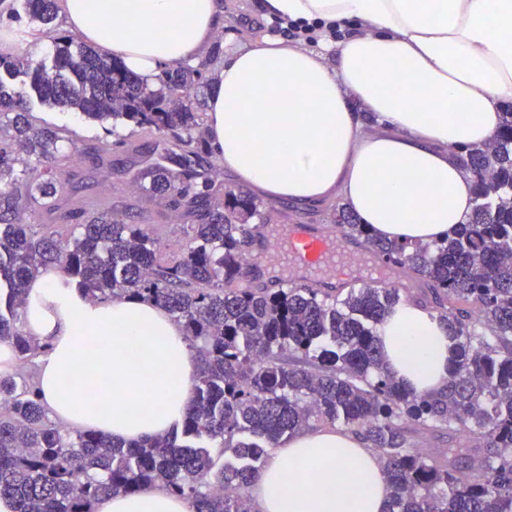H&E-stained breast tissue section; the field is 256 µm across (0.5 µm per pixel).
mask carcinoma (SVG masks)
<instances>
[{"label":"carcinoma","mask_w":512,"mask_h":512,"mask_svg":"<svg viewBox=\"0 0 512 512\" xmlns=\"http://www.w3.org/2000/svg\"><path fill=\"white\" fill-rule=\"evenodd\" d=\"M58 2L28 0L30 23H53ZM222 62L217 46L197 65L162 68L150 86L68 32L56 34L49 67L27 54L0 56V71L30 75L49 108L127 122L165 143L174 167L158 164L133 183L182 210L187 236L182 254L161 264V241L144 224L109 213L76 223L84 205L70 207L57 175V160L75 155L62 153L64 130L33 124L0 82V342L16 366L0 371V498L13 512H92L102 497L160 483L193 512H255L248 488L266 448L340 421L373 451L389 512H512V103L493 140L457 151L474 206L447 238L389 241L335 209L344 236L426 283L415 304L453 341L446 388L419 393L389 371L377 334L399 289L237 286L251 221L268 218L243 191L226 189L212 206L197 188L209 143L192 92ZM35 207L51 224L75 221L71 232L35 230L24 220ZM49 269L91 300L154 304L183 329L197 354L195 395L170 433L117 443L49 419L18 369L42 349L23 316L29 283ZM441 426L476 447L433 456L408 438Z\"/></svg>","instance_id":"obj_1"}]
</instances>
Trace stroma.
Instances as JSON below:
<instances>
[{"label":"stroma","instance_id":"stroma-1","mask_svg":"<svg viewBox=\"0 0 512 512\" xmlns=\"http://www.w3.org/2000/svg\"><path fill=\"white\" fill-rule=\"evenodd\" d=\"M224 4L223 51H230L271 33L269 19L257 8V0H222ZM6 84L15 98L24 102L36 123L68 129L80 153L74 162L59 173L62 180L83 185L81 196L94 200L102 208L135 215L162 240L158 255L166 262L180 254L186 238L178 212L160 204L149 194L132 189L130 173L158 161V140L136 132L125 123L94 124L74 112L42 105L24 75L7 78Z\"/></svg>","mask_w":512,"mask_h":512}]
</instances>
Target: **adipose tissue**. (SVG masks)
I'll return each mask as SVG.
<instances>
[{"mask_svg":"<svg viewBox=\"0 0 512 512\" xmlns=\"http://www.w3.org/2000/svg\"><path fill=\"white\" fill-rule=\"evenodd\" d=\"M268 19L316 28V47L257 38L223 60L207 104L209 145L239 182L299 207L342 200L380 236L442 239L465 223L474 184L455 151L487 143L512 100V0H260ZM66 28L147 83L208 58L220 0H60ZM362 112H354L353 103ZM369 113L381 124L367 131ZM25 331L46 349L36 388L66 425L131 441L171 431L193 398L197 358L152 304L85 298L52 270L30 284ZM406 387L448 381L451 341L412 304L379 329ZM256 512H388L380 468L360 438L319 430L289 440L251 485ZM93 512H192L155 486Z\"/></svg>","mask_w":512,"mask_h":512,"instance_id":"adipose-tissue-1","label":"adipose tissue"}]
</instances>
